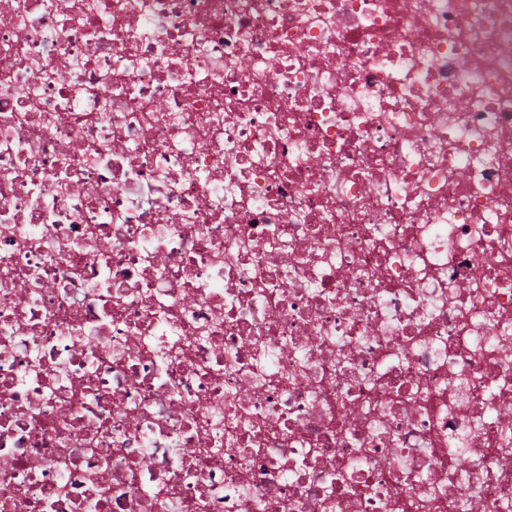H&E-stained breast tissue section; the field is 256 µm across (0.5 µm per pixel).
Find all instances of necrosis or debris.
Instances as JSON below:
<instances>
[{
    "label": "necrosis or debris",
    "instance_id": "1",
    "mask_svg": "<svg viewBox=\"0 0 512 512\" xmlns=\"http://www.w3.org/2000/svg\"><path fill=\"white\" fill-rule=\"evenodd\" d=\"M0 512H512V0H0Z\"/></svg>",
    "mask_w": 512,
    "mask_h": 512
}]
</instances>
